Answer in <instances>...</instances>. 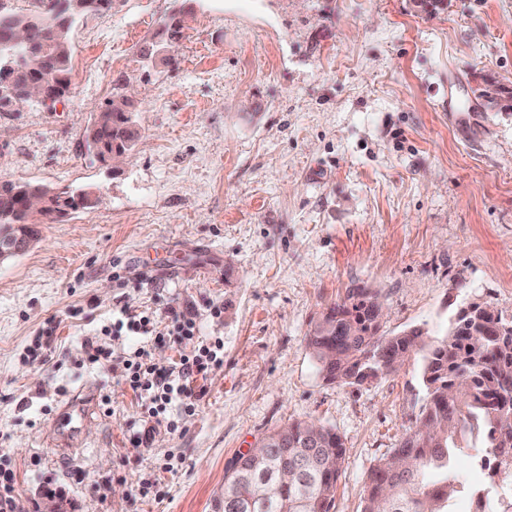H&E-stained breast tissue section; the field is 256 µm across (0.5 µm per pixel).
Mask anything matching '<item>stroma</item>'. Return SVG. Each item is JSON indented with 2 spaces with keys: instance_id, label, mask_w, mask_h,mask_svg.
Segmentation results:
<instances>
[{
  "instance_id": "obj_1",
  "label": "stroma",
  "mask_w": 512,
  "mask_h": 512,
  "mask_svg": "<svg viewBox=\"0 0 512 512\" xmlns=\"http://www.w3.org/2000/svg\"><path fill=\"white\" fill-rule=\"evenodd\" d=\"M175 13L173 64L141 57ZM71 42L68 98L0 112V183L100 198L38 218L0 263V472L18 512H212L232 461L297 420L342 437L332 512H361L371 468L415 427L420 367L331 383L307 336L358 287L388 336L437 333L472 301L512 316V114L475 92L485 74L512 89V0H112ZM452 71L477 105L457 122ZM121 96L139 140L116 168L84 133ZM169 306L195 312L197 337L113 338L120 308ZM218 340L196 411L167 410L176 431L135 447L124 360L141 348L169 368ZM92 345L108 358L89 364ZM79 390L94 413L63 456L53 428ZM460 477L512 503V475ZM148 479L159 495H139Z\"/></svg>"
}]
</instances>
